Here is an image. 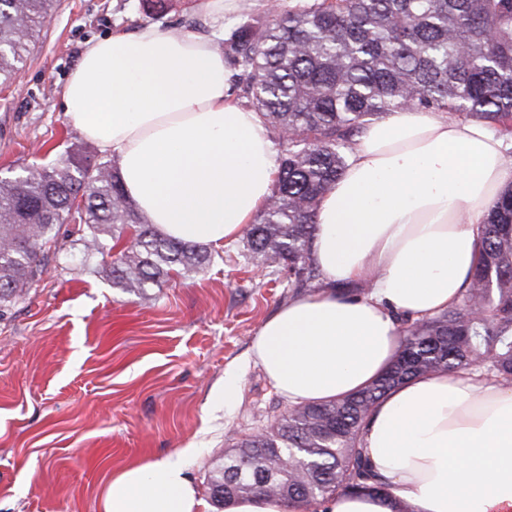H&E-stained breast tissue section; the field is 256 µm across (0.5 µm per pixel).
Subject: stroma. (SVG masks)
<instances>
[{
    "label": "stroma",
    "instance_id": "35a3bbf8",
    "mask_svg": "<svg viewBox=\"0 0 512 512\" xmlns=\"http://www.w3.org/2000/svg\"><path fill=\"white\" fill-rule=\"evenodd\" d=\"M204 0H172L150 20L141 0H56L12 82L0 89V178L98 155L62 108L85 44L154 22L195 23ZM191 277L144 295L113 288L63 225L27 295L0 310V512H99L104 483L124 468L190 446L186 475L210 501L226 451L289 404L250 357L263 321L294 298L281 265L253 260L244 240L214 251ZM239 384L225 405V378Z\"/></svg>",
    "mask_w": 512,
    "mask_h": 512
}]
</instances>
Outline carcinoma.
Returning <instances> with one entry per match:
<instances>
[{"instance_id": "carcinoma-1", "label": "carcinoma", "mask_w": 512, "mask_h": 512, "mask_svg": "<svg viewBox=\"0 0 512 512\" xmlns=\"http://www.w3.org/2000/svg\"><path fill=\"white\" fill-rule=\"evenodd\" d=\"M54 2L0 0V86ZM220 43L238 69L237 98L279 132L278 177L245 242L254 258L288 268V285L299 290L319 279L310 257L318 201L344 174L368 122L392 109H437L512 136V0H303ZM71 223L82 227L84 256H99L125 293L212 261L207 248L148 223L113 161L71 152L33 179H0V308L27 294L45 246ZM438 370L512 380V187L480 225L478 264L461 300L403 321L398 356L363 390L296 405L238 442L212 471L213 502L260 494L319 512L332 495L367 487L373 475L360 435L370 411L391 389Z\"/></svg>"}]
</instances>
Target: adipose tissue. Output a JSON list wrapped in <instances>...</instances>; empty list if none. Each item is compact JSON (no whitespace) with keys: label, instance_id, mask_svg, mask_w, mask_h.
I'll list each match as a JSON object with an SVG mask.
<instances>
[{"label":"adipose tissue","instance_id":"adipose-tissue-1","mask_svg":"<svg viewBox=\"0 0 512 512\" xmlns=\"http://www.w3.org/2000/svg\"><path fill=\"white\" fill-rule=\"evenodd\" d=\"M235 0H205L210 36L145 25L90 42L62 92L75 129L117 164L126 194L162 235L222 248L268 202L278 160L261 113L230 93L214 44ZM507 143L448 112L400 108L367 124L320 200L311 258L326 290L265 320L252 356L290 405L369 385L396 358L400 317L458 303L479 226L512 184ZM365 283L366 294L336 287ZM377 485L319 512H512V382L436 371L372 409L361 435ZM185 451L129 466L101 512H200Z\"/></svg>","mask_w":512,"mask_h":512}]
</instances>
